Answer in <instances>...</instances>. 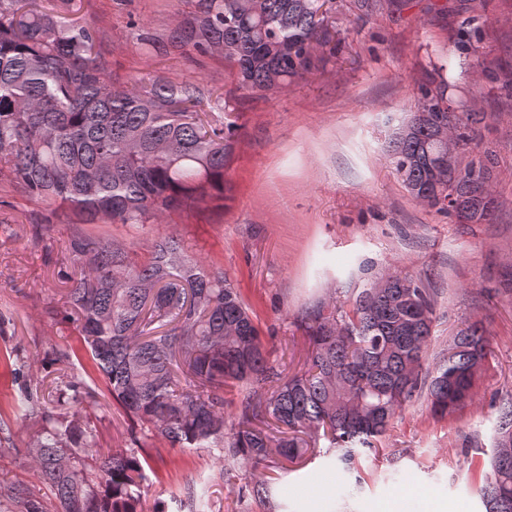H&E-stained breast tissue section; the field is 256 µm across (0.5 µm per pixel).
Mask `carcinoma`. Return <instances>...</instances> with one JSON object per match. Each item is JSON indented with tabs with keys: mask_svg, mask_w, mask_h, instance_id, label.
I'll return each mask as SVG.
<instances>
[{
	"mask_svg": "<svg viewBox=\"0 0 512 512\" xmlns=\"http://www.w3.org/2000/svg\"><path fill=\"white\" fill-rule=\"evenodd\" d=\"M325 0H178L181 19L164 36L129 18L130 43L147 56H219L239 90L283 92L308 73L321 42ZM75 0H0V189L41 204L33 220L50 239L61 212L76 224L65 241L71 271L61 322L80 336L88 365L54 345L63 371L44 381L25 373L18 350V406L38 417L24 458L43 495L0 479V512H147L151 454L143 440L203 449L225 474L276 457L303 465L335 458L341 491L363 481L359 457L380 453L405 405L424 398L437 418L474 402L491 341L478 323L459 329L432 370V289L400 275L305 312L303 367L286 375L236 284L172 234L146 240L140 259L84 224H121L140 233L174 214L222 209L226 169L239 126L214 117L224 98L195 79L145 83L112 78L99 29L75 17ZM464 57L478 53L469 30ZM450 63H432L406 135L390 164L419 202L485 223L498 206L495 158L469 150L486 114L452 98ZM460 151L448 159L442 138ZM131 420L126 448L101 447L83 419L98 403L97 381ZM497 413L489 470L477 492L484 512H512V399ZM249 496L288 512L263 481ZM176 512H209L207 484L173 497Z\"/></svg>",
	"mask_w": 512,
	"mask_h": 512,
	"instance_id": "cac0c4a2",
	"label": "carcinoma"
}]
</instances>
